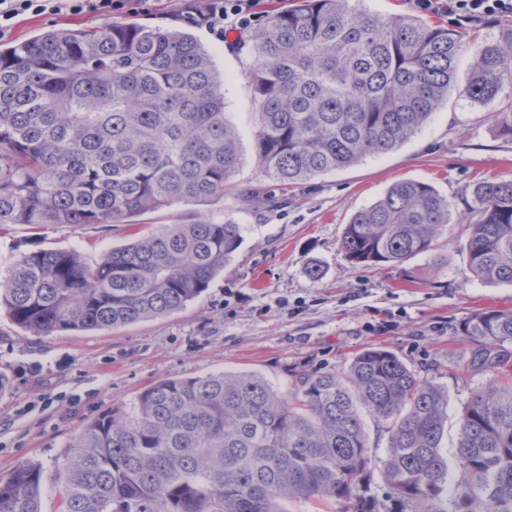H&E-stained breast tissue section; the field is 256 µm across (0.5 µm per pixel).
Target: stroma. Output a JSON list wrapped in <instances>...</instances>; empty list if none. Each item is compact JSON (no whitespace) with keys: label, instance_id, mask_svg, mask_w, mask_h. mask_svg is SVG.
Here are the masks:
<instances>
[{"label":"stroma","instance_id":"stroma-1","mask_svg":"<svg viewBox=\"0 0 512 512\" xmlns=\"http://www.w3.org/2000/svg\"><path fill=\"white\" fill-rule=\"evenodd\" d=\"M189 0H127L102 19L87 13L20 16L6 34L22 41L49 29H101L127 22L175 24L190 14ZM428 22L461 37L456 82L448 102L402 146L359 163L282 187L255 161L250 103L244 90L245 57L234 37L219 39L200 24L194 33L212 52L226 82L225 111L242 138V164L232 188L207 203L176 202L136 216L134 225H0V273L21 254L75 250L99 260L135 231L198 221L243 227L233 259L198 298L172 315L122 328L26 335L0 309V372L11 379L0 392V480L23 462L44 470V512H58L57 479L68 445L101 411L125 405L165 378L245 371L287 391L293 375L342 371L361 350L378 346L412 364L448 394L445 449L472 393L489 378L462 372L473 347L460 325L484 312L512 311V285L475 279L467 266V210L473 186L512 181V138L500 136L493 113L512 110V94L476 103L462 88L479 48L512 31V18L487 17L453 25L431 14ZM430 182L451 204L450 241L438 251L398 267L352 265L340 245L358 210L395 182ZM255 191L246 204L241 190ZM320 282L308 276L311 266Z\"/></svg>","mask_w":512,"mask_h":512}]
</instances>
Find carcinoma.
<instances>
[{
	"label": "carcinoma",
	"instance_id": "cac0c4a2",
	"mask_svg": "<svg viewBox=\"0 0 512 512\" xmlns=\"http://www.w3.org/2000/svg\"><path fill=\"white\" fill-rule=\"evenodd\" d=\"M253 151L282 185L349 167L408 141L448 100L460 36L418 16L350 0H295L243 31ZM512 85V34L476 54L462 93ZM224 75L190 33L136 23L53 30L0 45V224H129L174 202L224 196L241 165ZM467 265L512 284V182L471 191ZM452 221L430 184L393 185L345 225L355 266H398L440 248ZM241 225L169 224L94 262L20 254L0 307L31 336L119 328L174 314L240 247ZM464 371L494 373L442 445L448 393L380 347L340 373L295 376L288 393L247 372L165 378L104 411L70 445L60 512H288L319 498L372 512L376 467L362 413L388 434L382 475L409 512H512V311L462 324ZM458 475L451 501L448 475ZM43 469L0 480V512H44Z\"/></svg>",
	"mask_w": 512,
	"mask_h": 512
}]
</instances>
